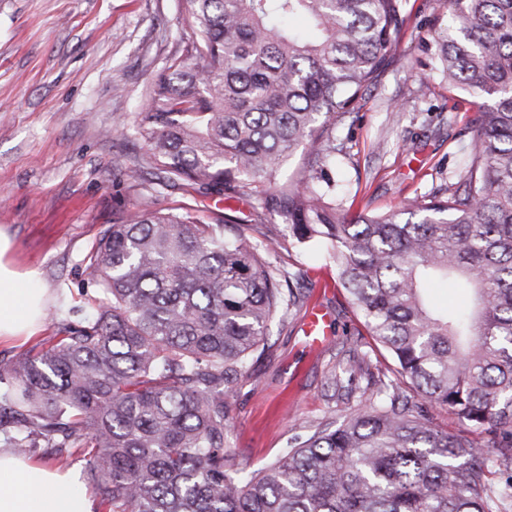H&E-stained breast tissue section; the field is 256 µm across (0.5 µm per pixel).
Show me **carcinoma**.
Wrapping results in <instances>:
<instances>
[{
    "label": "carcinoma",
    "mask_w": 512,
    "mask_h": 512,
    "mask_svg": "<svg viewBox=\"0 0 512 512\" xmlns=\"http://www.w3.org/2000/svg\"><path fill=\"white\" fill-rule=\"evenodd\" d=\"M193 41L154 82L133 131L163 183L189 196L253 197L295 241L322 242L358 315L395 362L372 400L334 427L288 440L249 471L224 447L229 384L274 322L307 301L273 240L227 234L187 204L107 225L84 259L104 302L0 367V427L85 461L106 512H494L512 482V0H448L418 73L481 100L461 176L400 212L337 211L336 125L397 57L400 0H189ZM317 148L300 177L283 165ZM432 276L471 304L433 308ZM471 428L432 427L421 406Z\"/></svg>",
    "instance_id": "carcinoma-1"
}]
</instances>
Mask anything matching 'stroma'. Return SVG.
<instances>
[{
	"mask_svg": "<svg viewBox=\"0 0 512 512\" xmlns=\"http://www.w3.org/2000/svg\"><path fill=\"white\" fill-rule=\"evenodd\" d=\"M187 0H0V231L14 243L20 270L66 319L77 325L96 305L84 258L100 231L137 210L182 205L181 191L151 173L147 148L130 128L149 85L182 54L190 33ZM405 19L398 58L336 132L342 147L329 173L343 192L341 214L400 210L408 198L445 188L473 135L474 98H449L416 74L427 61L435 24H447L446 0H401ZM141 168L137 178L113 170L114 156ZM233 233L278 240V257L299 275L312 300L334 317V334L319 350L301 331L302 312L272 327L264 354L231 386L234 461L258 470L287 439L311 424H342L364 408L367 377L351 395L329 400L327 382L345 351L367 356L368 375L394 369L354 315L334 267L320 247L302 248L286 222L256 211L250 199H228Z\"/></svg>",
	"mask_w": 512,
	"mask_h": 512,
	"instance_id": "stroma-1",
	"label": "stroma"
}]
</instances>
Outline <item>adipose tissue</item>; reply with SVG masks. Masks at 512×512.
I'll return each instance as SVG.
<instances>
[{
	"instance_id": "ef3b65f1",
	"label": "adipose tissue",
	"mask_w": 512,
	"mask_h": 512,
	"mask_svg": "<svg viewBox=\"0 0 512 512\" xmlns=\"http://www.w3.org/2000/svg\"><path fill=\"white\" fill-rule=\"evenodd\" d=\"M12 243L0 233V340L35 334L45 309L43 292L27 288V274L8 258ZM98 504L75 488V477L0 449V512H97Z\"/></svg>"
}]
</instances>
